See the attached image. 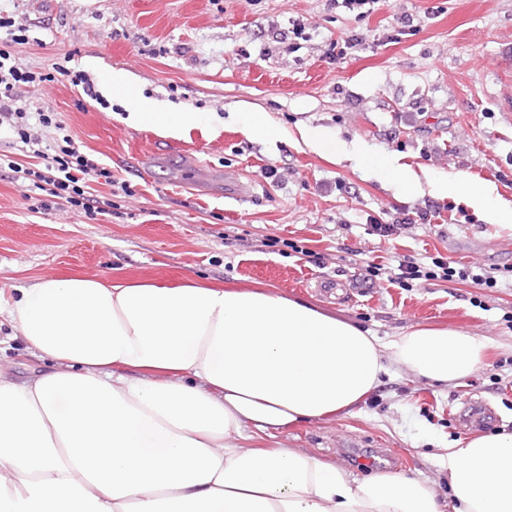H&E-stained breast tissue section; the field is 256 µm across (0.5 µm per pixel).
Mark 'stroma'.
Wrapping results in <instances>:
<instances>
[{
	"instance_id": "obj_1",
	"label": "stroma",
	"mask_w": 512,
	"mask_h": 512,
	"mask_svg": "<svg viewBox=\"0 0 512 512\" xmlns=\"http://www.w3.org/2000/svg\"><path fill=\"white\" fill-rule=\"evenodd\" d=\"M25 29L9 42L17 63L54 74L22 89L49 106L76 147L112 174L91 192L108 206L82 208L29 189L0 167V285L26 287L63 272L111 281H219L263 285L306 301L387 343L421 326L488 343L483 362L448 383L389 363L379 387L351 414L309 421L277 441L336 463L350 478L401 474L453 497L437 457L473 438L458 410L485 401L512 434V223L472 208L432 183H489L512 203V119L500 98L512 83V0H376L368 13L328 0H0ZM413 23L398 34L397 20ZM301 34H293V24ZM355 35L346 58L332 42ZM94 81L86 96L57 67ZM134 96L195 113L176 136L128 121L113 72ZM267 115L270 136L244 115ZM322 129L345 152L337 161L298 143ZM392 157L419 177L405 188L358 160ZM248 187L246 200L224 195ZM430 210L431 223H417ZM407 217L389 237L372 222ZM408 256L425 269L441 257L500 269L496 287L371 276L367 262ZM46 362L0 319V375L22 383ZM389 449L396 463L358 466Z\"/></svg>"
}]
</instances>
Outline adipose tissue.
I'll return each instance as SVG.
<instances>
[{
	"label": "adipose tissue",
	"mask_w": 512,
	"mask_h": 512,
	"mask_svg": "<svg viewBox=\"0 0 512 512\" xmlns=\"http://www.w3.org/2000/svg\"><path fill=\"white\" fill-rule=\"evenodd\" d=\"M53 362L0 378V512H445L421 482H357L273 432L345 415L384 358L436 382L486 345L419 328L381 344L264 287L64 273L0 294V317ZM454 512H512V435L447 449Z\"/></svg>",
	"instance_id": "obj_1"
}]
</instances>
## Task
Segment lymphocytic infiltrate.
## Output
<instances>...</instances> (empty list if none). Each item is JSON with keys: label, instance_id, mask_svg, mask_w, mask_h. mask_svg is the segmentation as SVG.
Segmentation results:
<instances>
[{"label": "lymphocytic infiltrate", "instance_id": "lymphocytic-infiltrate-1", "mask_svg": "<svg viewBox=\"0 0 512 512\" xmlns=\"http://www.w3.org/2000/svg\"><path fill=\"white\" fill-rule=\"evenodd\" d=\"M47 80V75L36 74L12 62L10 52L0 49V129L6 130L25 146L27 152L45 162V169L41 172L16 162L11 163L10 168L22 174L23 178L31 179L33 188L47 189L50 196L83 208L86 213H95L98 201L86 194V184L94 179H110V171L82 155L70 135H63L52 144H44L34 129L55 126L57 120L53 112L42 107L30 112L19 104V86H35Z\"/></svg>", "mask_w": 512, "mask_h": 512}]
</instances>
